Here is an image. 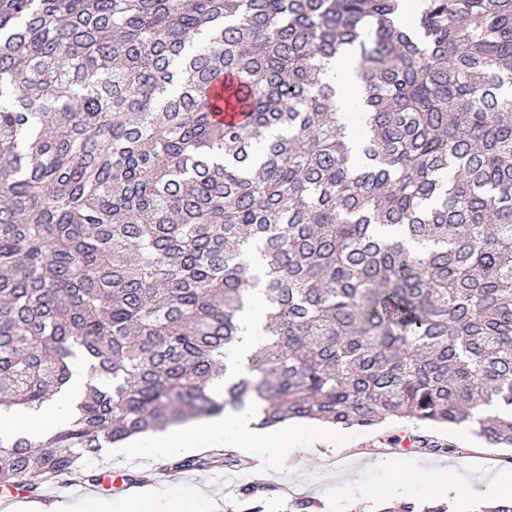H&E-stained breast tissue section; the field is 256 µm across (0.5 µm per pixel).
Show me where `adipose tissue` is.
<instances>
[{"instance_id":"adipose-tissue-1","label":"adipose tissue","mask_w":512,"mask_h":512,"mask_svg":"<svg viewBox=\"0 0 512 512\" xmlns=\"http://www.w3.org/2000/svg\"><path fill=\"white\" fill-rule=\"evenodd\" d=\"M264 317L261 303H254L242 322V332L237 352L228 367V378L246 374V357L261 341L260 325ZM87 370L83 364H75L72 376L63 392L39 408L0 410V436H23L31 442L66 426L71 418L75 402L85 390ZM330 431L312 426L288 423L276 431L254 427L249 411H231L227 415L205 421H191L171 427L149 438H132L124 444L123 454L149 457L164 451L184 453L200 447L237 448L277 460L312 453L315 447H333Z\"/></svg>"}]
</instances>
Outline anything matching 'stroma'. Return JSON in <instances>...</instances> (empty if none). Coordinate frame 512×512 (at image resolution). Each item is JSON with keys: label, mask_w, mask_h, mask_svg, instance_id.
Listing matches in <instances>:
<instances>
[{"label": "stroma", "mask_w": 512, "mask_h": 512, "mask_svg": "<svg viewBox=\"0 0 512 512\" xmlns=\"http://www.w3.org/2000/svg\"><path fill=\"white\" fill-rule=\"evenodd\" d=\"M402 423L387 421L378 426L342 430L337 443L341 453L335 458L318 455L300 457L294 472L278 470L264 462L260 472L235 471L224 475L223 461L187 470L170 471L169 482L177 490L196 499L202 512H226L240 486L253 483L256 474H263L270 488L263 503L264 512H285L289 500L313 497L324 505L322 512H355L356 508L373 505L375 493L387 499L419 500L423 494L408 483L409 475L443 468L450 482L470 484L491 481L504 468H512V454L505 450L488 451L469 427L457 429L428 427L424 433L443 445V452L426 448H393L391 436L402 433ZM396 458L393 469L377 466L378 457ZM157 458H126L100 453L82 461L80 475L66 478L52 486L54 502L70 504L82 512L90 503L118 497V489H96L88 475H100L107 467L127 469L131 478L152 473Z\"/></svg>", "instance_id": "obj_1"}]
</instances>
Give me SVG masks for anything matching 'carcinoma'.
<instances>
[{
  "label": "carcinoma",
  "mask_w": 512,
  "mask_h": 512,
  "mask_svg": "<svg viewBox=\"0 0 512 512\" xmlns=\"http://www.w3.org/2000/svg\"><path fill=\"white\" fill-rule=\"evenodd\" d=\"M402 2L0 0V409L88 373L66 427L0 440L1 485L245 407L512 448V0ZM335 71L338 87L336 100L344 107V112H352L351 101L360 93L361 81L353 71V67L343 70L335 66ZM253 296L255 298L253 308L246 313L243 319V330L239 336L240 342L237 346V352L228 367L226 377L229 379H235L247 373L246 357L262 340V336H260V325L264 317V310L261 305L262 295L256 289Z\"/></svg>",
  "instance_id": "carcinoma-1"
}]
</instances>
